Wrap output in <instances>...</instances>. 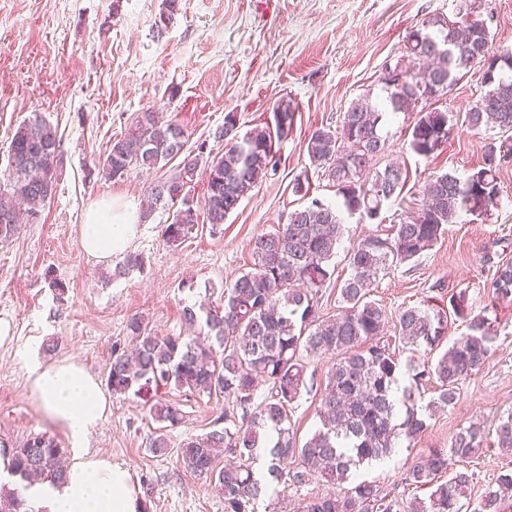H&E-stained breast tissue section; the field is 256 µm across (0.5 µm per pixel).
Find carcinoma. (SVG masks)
Masks as SVG:
<instances>
[{"label":"carcinoma","mask_w":512,"mask_h":512,"mask_svg":"<svg viewBox=\"0 0 512 512\" xmlns=\"http://www.w3.org/2000/svg\"><path fill=\"white\" fill-rule=\"evenodd\" d=\"M476 0H461L457 21L443 14L424 17L407 34L402 54L385 66L386 96L364 95L343 112L341 125L313 130L306 144L310 164L324 172L342 197L349 214L370 220L383 206L400 197L407 168L397 162L380 166L387 151L383 119L406 112L414 119L409 149L428 159L440 154L460 126L472 131L495 129L505 136L489 143L483 165L464 179L443 173L425 185L423 204L397 214L388 232L365 237L347 252L348 277L338 284L339 313L324 316L319 302L331 284V262L344 235L339 210L314 198L288 214L285 224L257 236L252 244L251 269L230 282L208 284L219 303L195 311L183 309L191 326L205 315L204 336H158L139 316L128 322L131 353H112L107 386L112 395L157 393L173 386L194 393L222 394L224 427L190 438L180 448L184 469L215 485L224 499V512H255L267 484L252 468L256 451L269 448L268 480L278 481L288 470L290 485L301 487L317 478L330 491L310 499L303 512H465L470 508L475 473L453 468L477 458L488 443L483 425L459 429L450 448L434 449L417 461L406 481L431 489L426 498L401 502L379 485L360 481L350 488L351 470L385 460L396 453L398 441H408L427 428L425 417L454 404L458 385L485 364L496 340L494 320L469 310L465 293L449 297L450 309L408 307L398 319L402 348L423 353L401 361L390 346L380 344L386 323L384 307L367 297L380 272L420 258L433 249L446 226L459 212L476 218L488 215L499 201L498 171L512 157V75H495L498 57L512 61V50L490 55L491 33L476 13ZM485 67L489 89L464 113L434 107L448 87L472 68ZM295 108L283 100L273 112V125L237 135V115H224V128L215 134L226 141L223 155L205 160L194 151L183 153L186 132L177 123L160 122L154 112H142L121 138L112 140L98 172L119 181L131 170H151L177 156L182 160L151 187L149 207L174 209L164 239L179 246L199 219L213 227L224 223L241 201L277 168L275 143L293 130ZM59 139L54 127L35 118L15 131L9 147L8 174L0 183V240L14 237L20 213L34 220L51 198L57 177ZM206 178L202 199L190 198L189 185L197 173ZM492 305L512 304V262L502 263L487 283ZM465 323L464 332L437 359L428 355L448 329V316ZM327 359L320 383L317 413L320 427L299 443L288 415L307 382L314 380L311 362ZM412 384L399 387L402 374ZM437 385V395L423 409L416 401L419 387ZM267 394L257 395L261 386ZM161 424L151 447H168L165 427L181 423L178 406L167 400L150 405ZM497 446L512 450V412L495 429ZM10 459L11 474L60 482L66 469L63 451L46 434L31 435L14 444L0 441ZM448 479L441 480L442 476ZM512 498V471L490 482L473 512H500ZM11 512H29L17 491L0 486V504Z\"/></svg>","instance_id":"1"}]
</instances>
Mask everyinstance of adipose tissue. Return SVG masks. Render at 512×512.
Returning <instances> with one entry per match:
<instances>
[{
    "instance_id": "1",
    "label": "adipose tissue",
    "mask_w": 512,
    "mask_h": 512,
    "mask_svg": "<svg viewBox=\"0 0 512 512\" xmlns=\"http://www.w3.org/2000/svg\"><path fill=\"white\" fill-rule=\"evenodd\" d=\"M136 234L132 216L104 201L80 227L82 250L100 261L123 251ZM30 388L49 414L69 431L77 447L63 482L26 485L22 493L33 512H142L137 488L126 469L82 442L105 418L110 403L99 381L80 364L30 365Z\"/></svg>"
}]
</instances>
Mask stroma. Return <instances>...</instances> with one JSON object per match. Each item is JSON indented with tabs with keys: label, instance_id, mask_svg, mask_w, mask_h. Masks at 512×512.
I'll list each match as a JSON object with an SVG mask.
<instances>
[{
	"label": "stroma",
	"instance_id": "obj_1",
	"mask_svg": "<svg viewBox=\"0 0 512 512\" xmlns=\"http://www.w3.org/2000/svg\"><path fill=\"white\" fill-rule=\"evenodd\" d=\"M458 5L459 0H179L174 21L160 30L155 22L163 0H0V181L7 175L11 138L23 122L41 117L60 140L57 180L41 219L0 243V319L11 325L10 338L0 343V439L18 443L44 433L62 450L73 446L66 428L30 390V359L75 360L105 381L113 349L129 343L131 315L142 316L158 335L187 334L183 308L206 301L209 283L249 268L252 240L301 207L292 192L295 178L308 175L313 197L341 205L332 181L309 166V135L338 126L360 96H380L385 63L399 55L407 32L428 15L455 17ZM485 90L477 67L437 106L462 113ZM284 98L291 99L296 117L292 133L278 145L277 171L224 224H197L179 246L164 240L168 210L147 209L148 191L164 177V168L135 169L116 182L97 173L110 141L123 136L139 112H159L182 125L189 149L203 143L220 153L224 144L215 134L225 113L237 115L243 134L272 121ZM410 122L401 113L387 125L390 149L409 170L406 189L384 205L381 220L346 217L333 259L340 278L349 274L353 243L381 233L382 219L421 200L433 176L467 177L496 137L492 130L462 127L439 156L424 159L409 149ZM498 183L499 204L490 215L478 220L459 212L432 250L389 268L373 283L371 298L387 312L384 342H394L405 308L444 307L460 291L474 311L489 307L486 281L499 262L512 261V161L501 167ZM104 199L146 213L128 244L143 256V271L116 275L122 254L105 263L81 250L80 226ZM54 279L66 284L65 295L51 287ZM496 314L492 353L477 374L461 382L455 405L432 418L397 456L361 467V478L402 501L425 497V490L405 482L418 459L448 447L470 421L483 422L491 432L498 417L512 411V306L498 307ZM164 397L183 415L168 432L165 452L151 447L156 424L145 397L131 394L111 397L86 447L128 470L144 512H224L223 498L178 461L189 437L223 427V397L172 387ZM324 491L316 480L300 488L285 479L274 482L255 512H299Z\"/></svg>",
	"mask_w": 512,
	"mask_h": 512
}]
</instances>
